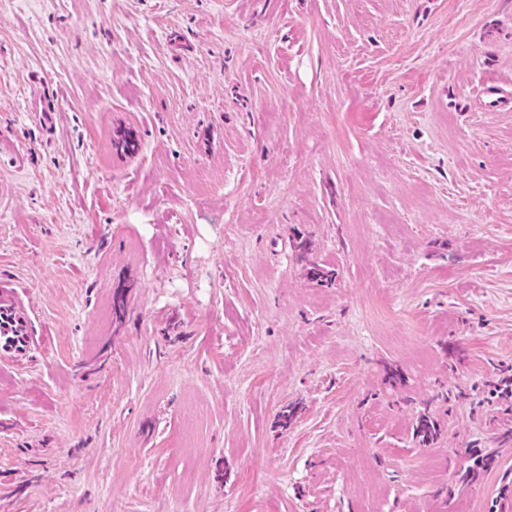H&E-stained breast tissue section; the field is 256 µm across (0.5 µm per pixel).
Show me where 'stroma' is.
Returning a JSON list of instances; mask_svg holds the SVG:
<instances>
[{"label": "stroma", "mask_w": 512, "mask_h": 512, "mask_svg": "<svg viewBox=\"0 0 512 512\" xmlns=\"http://www.w3.org/2000/svg\"><path fill=\"white\" fill-rule=\"evenodd\" d=\"M3 286L0 512H512V0H0ZM29 336V316L24 305L13 297L0 295V354L13 356L26 351Z\"/></svg>", "instance_id": "stroma-1"}]
</instances>
